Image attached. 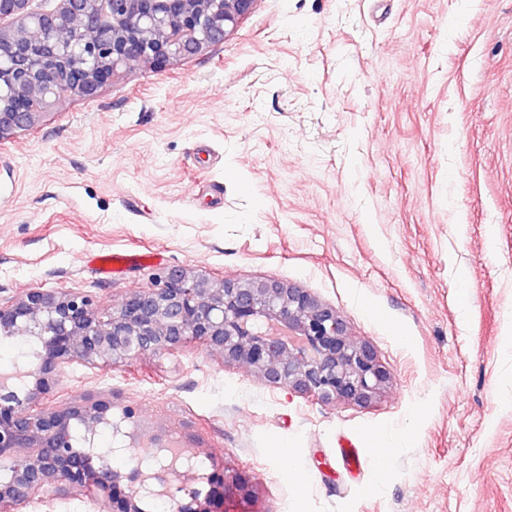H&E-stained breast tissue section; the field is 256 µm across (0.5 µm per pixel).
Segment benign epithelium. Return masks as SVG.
Listing matches in <instances>:
<instances>
[{
	"label": "benign epithelium",
	"mask_w": 512,
	"mask_h": 512,
	"mask_svg": "<svg viewBox=\"0 0 512 512\" xmlns=\"http://www.w3.org/2000/svg\"><path fill=\"white\" fill-rule=\"evenodd\" d=\"M255 0H62L53 11L29 0H0V139L33 127L57 98L87 99L124 67H160L224 41ZM33 338L32 361L14 376L32 377L19 397L0 378V512L68 485L91 488L112 512H142L139 503L164 497L173 512H223L231 498L253 490L242 475L201 473L196 453L167 435L154 438L152 464L142 468L126 440L135 433L112 423L109 402L59 410L45 403L52 373L80 359L110 366L133 356L174 350L189 340L224 354L267 383L331 404L366 405L389 382L376 351L354 339L336 308L310 291L279 282L216 281L171 269L156 287L126 296L106 315L80 291L33 288L0 301V335ZM93 434L111 425L109 454L125 456L117 469L103 455L75 445L74 423ZM203 482V493L195 484Z\"/></svg>",
	"instance_id": "7a95c632"
}]
</instances>
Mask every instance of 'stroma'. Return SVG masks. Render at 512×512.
Returning <instances> with one entry per match:
<instances>
[{"instance_id":"obj_1","label":"stroma","mask_w":512,"mask_h":512,"mask_svg":"<svg viewBox=\"0 0 512 512\" xmlns=\"http://www.w3.org/2000/svg\"><path fill=\"white\" fill-rule=\"evenodd\" d=\"M112 253L141 259L100 274ZM177 267L311 291L388 384L324 404L191 341L63 363L50 403L132 410L135 456L177 435L254 512H512V0H256L222 43L0 140V301L104 312ZM104 508L71 490L18 512Z\"/></svg>"}]
</instances>
